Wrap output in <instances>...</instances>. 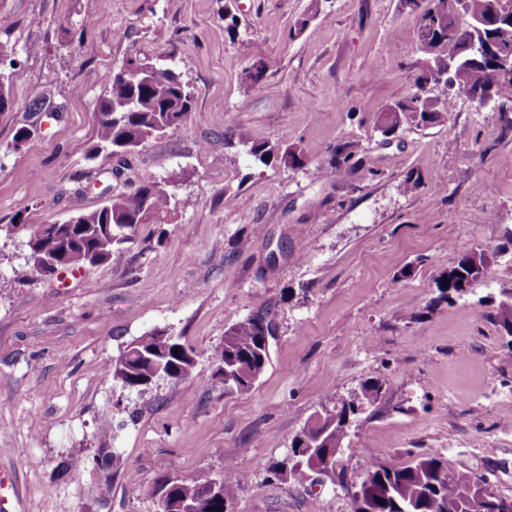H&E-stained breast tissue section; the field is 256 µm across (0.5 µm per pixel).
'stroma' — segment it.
Here are the masks:
<instances>
[{"instance_id":"stroma-1","label":"stroma","mask_w":512,"mask_h":512,"mask_svg":"<svg viewBox=\"0 0 512 512\" xmlns=\"http://www.w3.org/2000/svg\"><path fill=\"white\" fill-rule=\"evenodd\" d=\"M1 13L18 64L0 112V474L12 482L0 512H155L161 474L214 478L242 458L236 512H354L368 453L393 465L448 454L512 497V350L497 323L512 291V108L460 92L443 125L383 142L380 112L413 87L416 12L400 0H0ZM228 13L247 53L224 34ZM135 56L180 74L193 108L116 180L89 149L107 77ZM259 59L269 85L246 88ZM349 139L364 147L358 169L322 177ZM260 142L299 144L307 164H257ZM179 169L180 205L145 244L66 283L15 277L28 253L15 221L59 222ZM411 173L422 186L406 196ZM470 251L489 254L487 277L438 301ZM262 307L278 326L269 364L250 391L225 394L210 354ZM157 329L194 349L192 375L122 388L107 365ZM370 381L382 394L353 420L342 479H277L311 417L360 401ZM103 440L119 472L102 505L87 458Z\"/></svg>"}]
</instances>
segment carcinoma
Segmentation results:
<instances>
[{"mask_svg":"<svg viewBox=\"0 0 512 512\" xmlns=\"http://www.w3.org/2000/svg\"><path fill=\"white\" fill-rule=\"evenodd\" d=\"M512 12V0H468L469 11L484 16L492 9ZM418 12L417 43L427 42L423 59L417 64L413 89L402 100L388 106L395 113L393 127L405 123L417 127H435L445 120L454 107L453 97H446L439 105H427L425 84L448 71V56L456 46L448 31L457 22L458 0H401ZM490 50L463 63L458 90L473 94V101L484 105V96L491 93L494 103L504 107L512 103V79H503L493 63L495 57L512 55V23L492 27ZM125 66L152 72L148 84L122 79L113 72L108 76L104 95L98 104L97 142L90 154L96 158L103 153L111 158L124 156L144 147L152 140L182 128L192 110L193 95L180 76L170 68L130 59ZM247 86L267 85V66L262 60L253 62L245 72ZM361 144L344 141L331 152L328 167L323 173L333 177L338 173H353L360 162ZM254 159L268 165L276 160L293 169L306 165L301 147L255 144L250 149ZM181 170L158 181H143L131 192L113 195L100 208L81 214L80 224H18L25 232L28 251H33L43 235L66 239L76 244L69 266L87 265L85 252L96 255L101 264L121 252L125 245L138 240L140 229L148 224H165L178 207L173 187L185 179ZM489 261L479 259L472 270V279L464 284L453 279L454 270L440 279V295L436 301L450 300L486 277ZM276 325L269 314L259 311L236 323L224 332V340L211 353L214 375L224 374V390L243 393L252 389L263 374L270 351L262 346L265 335H276ZM178 353L161 350L155 335L147 334L130 343L120 356L107 367V374L122 386L140 393L148 389L146 382L183 380L195 368L193 351L177 343ZM357 408L341 402L333 407L335 416L324 413L314 417L295 436L289 454L273 466L274 475L286 480L298 470L319 474L324 480L336 482V449L344 447L348 437V416ZM245 478L226 473L220 485L213 486V478L206 476H168L159 478L150 496L165 493L166 512H182V506L196 504V512H226L227 505L237 497ZM487 483L478 475L455 464L451 457L439 453L417 454L402 466L373 461L364 467L363 481L354 494L358 502L355 512H472V502Z\"/></svg>","mask_w":512,"mask_h":512,"instance_id":"obj_1","label":"carcinoma"}]
</instances>
